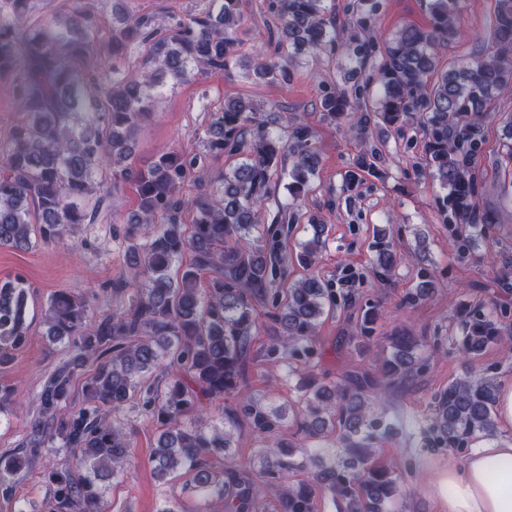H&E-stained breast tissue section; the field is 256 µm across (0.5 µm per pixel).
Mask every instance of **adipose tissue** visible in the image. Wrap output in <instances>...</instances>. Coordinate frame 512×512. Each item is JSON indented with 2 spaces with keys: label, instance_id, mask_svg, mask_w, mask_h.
<instances>
[{
  "label": "adipose tissue",
  "instance_id": "obj_1",
  "mask_svg": "<svg viewBox=\"0 0 512 512\" xmlns=\"http://www.w3.org/2000/svg\"><path fill=\"white\" fill-rule=\"evenodd\" d=\"M438 512H512V441L491 438L449 461L428 487Z\"/></svg>",
  "mask_w": 512,
  "mask_h": 512
}]
</instances>
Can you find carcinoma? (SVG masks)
<instances>
[{"mask_svg": "<svg viewBox=\"0 0 512 512\" xmlns=\"http://www.w3.org/2000/svg\"><path fill=\"white\" fill-rule=\"evenodd\" d=\"M36 0H0V73L14 76L24 112L10 137L0 144V247L25 251L36 241L64 239L76 224H93L108 195L100 173L112 170L117 181L136 185L138 206L126 228L129 279L113 291L136 287L131 306L94 319L85 300L68 289L57 290L45 316L53 344L71 349L67 362L43 381L35 400L39 412L18 448L0 454V479L24 471L36 458L63 452L70 459L51 465L43 480L49 496L41 512H103L104 487L99 479L121 474L132 462L131 442L119 426L120 415L149 373L167 360L162 388L145 389L143 406L161 426L152 461L160 476L185 469L193 473L190 490L203 499L224 502V512H263L260 489L253 479L211 459L226 456L228 431L210 424L201 400L222 401L245 384L256 306L273 310L275 334L263 352L267 362H288L314 354L316 330L325 309L337 302L334 284L311 272L326 247L325 226L300 244L298 261L310 270L289 285L283 256L282 225L290 223L292 205L281 203L271 225L256 240L262 211L274 181L289 178L288 193L305 191L320 164L309 126L292 121L287 135L268 127L258 110L241 99L224 104L205 141L214 154L240 156L224 175L221 198L201 194L187 199L181 184L200 161L197 156L167 152L145 170L131 163L130 143L140 121L151 111L158 79L151 74L134 81L112 71L107 86L88 84L79 70L88 64L97 34L94 8L75 5L66 18L29 21ZM459 0H431V23L407 27L389 42L375 61L382 95L358 124L375 119L399 127L418 114L426 126L424 154L431 176L446 190L440 212L446 224L493 223L479 216V193L473 165L481 155L486 107L512 81V0H496L494 38L498 51L474 63L434 73L438 45L460 36ZM238 0H211L177 30L164 34L146 16L115 17L112 50L148 46L145 65L175 82L196 70L224 71L235 57L233 34L242 22ZM277 49L286 54L261 57L253 74L261 80L286 81L296 58L336 41V17L326 0H278ZM322 116L334 120L359 110L353 98L334 92L321 100ZM381 150L366 145L346 175L351 184L368 173L380 175ZM191 222L185 223V216ZM398 261L387 241L376 244L374 274L387 281ZM29 285L0 281V368L10 364L25 343ZM379 309L366 310L354 340L367 349L377 339ZM497 306L482 304L461 310L462 334L450 351L460 356L483 352L491 344L512 345L498 320ZM390 353L376 370L356 369L337 381L322 377L301 386L304 408L299 428L310 439L339 428L346 460L323 466L308 480L287 484L283 477L308 468L309 456L297 458L273 434L281 415L265 403L245 398L237 409L224 410L234 427L245 420L267 444L265 484L277 512H318V495L328 494L340 512H381L379 505L400 492L401 477L392 465L374 461L375 441L391 429L376 410L382 391L422 374L428 358L422 349L443 347V336H415L405 328L387 337ZM97 361L86 379L81 407L67 414L74 373L86 360ZM498 384L471 372L437 392L429 431L450 448L465 450L476 437H494ZM196 411V421L183 418Z\"/></svg>", "mask_w": 512, "mask_h": 512, "instance_id": "1", "label": "carcinoma"}]
</instances>
